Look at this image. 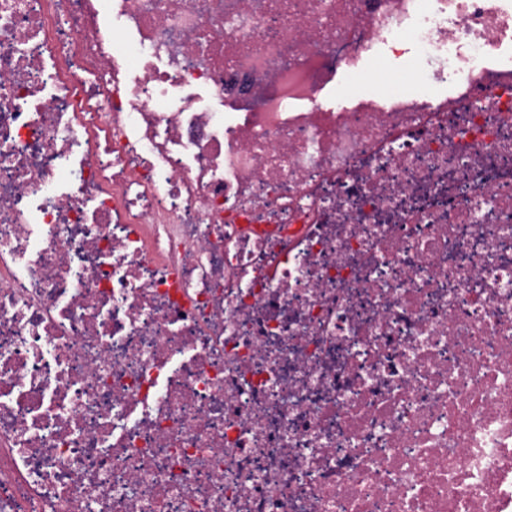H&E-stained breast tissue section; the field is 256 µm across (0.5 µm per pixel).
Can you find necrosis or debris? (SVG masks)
Instances as JSON below:
<instances>
[{
  "label": "necrosis or debris",
  "mask_w": 512,
  "mask_h": 512,
  "mask_svg": "<svg viewBox=\"0 0 512 512\" xmlns=\"http://www.w3.org/2000/svg\"><path fill=\"white\" fill-rule=\"evenodd\" d=\"M0 512H512V0H0ZM403 75L392 71L381 62L368 63L362 75L352 83H345L341 77L336 80V87L327 93V99L336 102V109L354 110L362 102L375 101L379 104L400 85Z\"/></svg>",
  "instance_id": "1"
}]
</instances>
